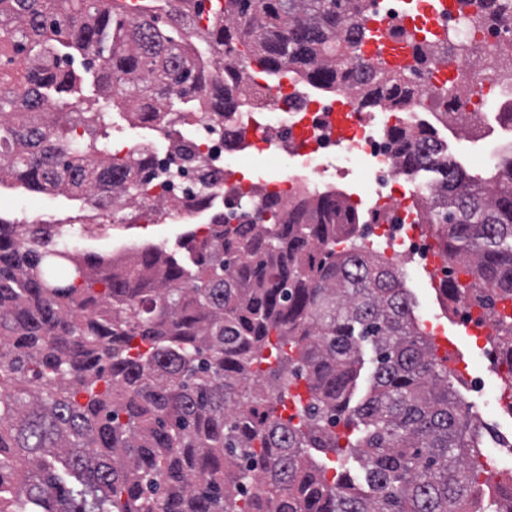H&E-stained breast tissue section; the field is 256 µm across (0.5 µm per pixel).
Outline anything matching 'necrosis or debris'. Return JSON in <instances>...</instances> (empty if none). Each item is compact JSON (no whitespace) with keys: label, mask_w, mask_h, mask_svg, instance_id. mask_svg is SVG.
Instances as JSON below:
<instances>
[{"label":"necrosis or debris","mask_w":512,"mask_h":512,"mask_svg":"<svg viewBox=\"0 0 512 512\" xmlns=\"http://www.w3.org/2000/svg\"><path fill=\"white\" fill-rule=\"evenodd\" d=\"M496 16L485 17L478 0H470L462 12L448 15V56L431 64L423 56L422 45H414L415 96L411 102L383 105L382 123L360 108L352 91L313 92L312 88L283 78L273 83L245 75L246 98L238 99L233 120L239 133L225 137L222 117L207 113L195 116L191 138L208 166L217 174L209 189V205L194 207L190 183H158L148 198L135 205L140 223L149 215L172 224H207L212 213L223 214L229 224L242 222L244 214L263 209L266 197H277L282 206L292 205L303 188L335 191L337 179L345 177L349 164L365 165V178L372 198L368 219L358 230L363 244L381 238L385 254L402 272L424 268L438 276H452L453 268L439 258L432 238L419 229L418 200L427 186L412 182L400 185L399 164L386 129L415 130L427 126L431 117L445 109L464 113L467 125L486 127L490 117L512 112V74L498 66L499 56L512 49V0H499ZM466 75L469 90L450 102L439 100L436 90L443 72ZM349 108L350 133L339 137L332 125L338 104ZM284 151L291 160L284 181L263 182L262 186L244 180L226 179V162L232 157L260 156Z\"/></svg>","instance_id":"4bbe7bcc"}]
</instances>
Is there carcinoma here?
Here are the masks:
<instances>
[{
	"mask_svg": "<svg viewBox=\"0 0 512 512\" xmlns=\"http://www.w3.org/2000/svg\"><path fill=\"white\" fill-rule=\"evenodd\" d=\"M209 2L107 16L99 0H0V67L26 63L0 85V183L78 191L107 222L156 181L131 154L99 160L112 113L222 114L254 64L348 83L369 112L412 94L410 68L361 70L349 52L370 37L367 0ZM218 55L234 67L208 86L198 60ZM90 84L111 96L86 110ZM386 135L400 171L432 186L443 254L512 301V157L478 180L432 161L424 131ZM169 137L204 201L215 172ZM267 212L124 265L64 245L56 224L0 218V512H484L476 428L403 273L364 245L336 250L358 216L331 195ZM496 341L512 386V320ZM301 371L305 399L290 393ZM313 453L356 456L363 484L328 481Z\"/></svg>",
	"mask_w": 512,
	"mask_h": 512,
	"instance_id": "cac0c4a2",
	"label": "carcinoma"
}]
</instances>
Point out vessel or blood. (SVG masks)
I'll return each instance as SVG.
<instances>
[{
    "label": "vessel or blood",
    "instance_id": "obj_1",
    "mask_svg": "<svg viewBox=\"0 0 512 512\" xmlns=\"http://www.w3.org/2000/svg\"><path fill=\"white\" fill-rule=\"evenodd\" d=\"M457 0H415V17L407 18L406 29L408 43H396L387 37L390 21L387 17L377 15L366 20L365 26L371 37L366 40V50L385 62L391 69L403 68L410 64L411 56L408 44L425 37L446 38L448 32L442 24L448 11L457 9Z\"/></svg>",
    "mask_w": 512,
    "mask_h": 512
}]
</instances>
